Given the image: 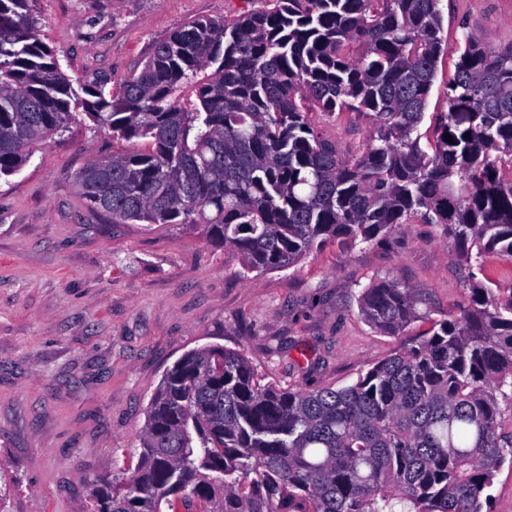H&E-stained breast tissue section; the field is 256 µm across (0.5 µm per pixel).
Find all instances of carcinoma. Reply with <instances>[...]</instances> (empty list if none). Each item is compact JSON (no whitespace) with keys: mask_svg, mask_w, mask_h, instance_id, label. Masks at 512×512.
<instances>
[{"mask_svg":"<svg viewBox=\"0 0 512 512\" xmlns=\"http://www.w3.org/2000/svg\"><path fill=\"white\" fill-rule=\"evenodd\" d=\"M29 2L0 0V177L83 115L141 144L75 174L90 208L116 224H203L247 273L413 219L466 267L512 262V47L464 34L448 111L420 146L440 0H265L183 24L111 88L62 70ZM313 112L363 113L372 134L345 149ZM469 292L435 320L422 289L372 282L359 299L371 328L431 326L341 388L283 387L236 348L186 352L148 405L137 467L101 478L92 512H483L512 456L497 399L512 386V289L475 277Z\"/></svg>","mask_w":512,"mask_h":512,"instance_id":"obj_1","label":"carcinoma"}]
</instances>
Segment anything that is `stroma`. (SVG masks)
Returning a JSON list of instances; mask_svg holds the SVG:
<instances>
[{
    "mask_svg": "<svg viewBox=\"0 0 512 512\" xmlns=\"http://www.w3.org/2000/svg\"><path fill=\"white\" fill-rule=\"evenodd\" d=\"M264 0H31L39 35L72 78L116 83L153 40L196 18L235 17ZM444 50L419 127L429 145L464 33L512 44V0H441ZM312 120L357 150L369 119ZM89 120L35 146L0 179V477L7 512H91L97 479L135 468L146 406L189 350L245 351L260 374L314 390L354 383L402 346L359 314V296L394 277L424 289L433 318L459 315L468 271L438 229L418 221L348 250L313 251L298 268L244 274L203 225L116 224L88 208L74 174L120 149ZM309 349L301 357V349Z\"/></svg>",
    "mask_w": 512,
    "mask_h": 512,
    "instance_id": "35a3bbf8",
    "label": "stroma"
}]
</instances>
